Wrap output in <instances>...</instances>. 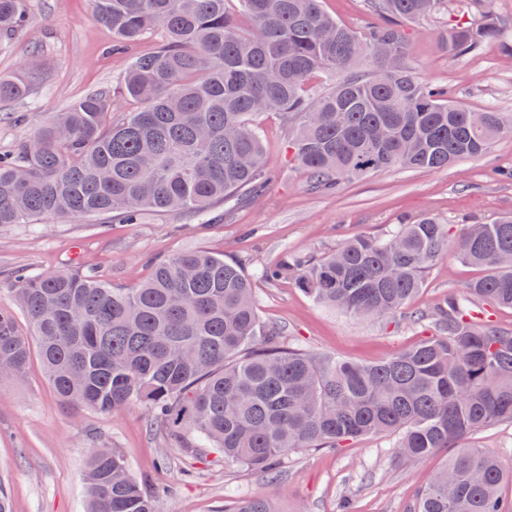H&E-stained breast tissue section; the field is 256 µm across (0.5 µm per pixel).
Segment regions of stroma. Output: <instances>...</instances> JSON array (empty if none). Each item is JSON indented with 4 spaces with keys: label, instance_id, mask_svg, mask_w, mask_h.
<instances>
[{
    "label": "stroma",
    "instance_id": "35a3bbf8",
    "mask_svg": "<svg viewBox=\"0 0 512 512\" xmlns=\"http://www.w3.org/2000/svg\"><path fill=\"white\" fill-rule=\"evenodd\" d=\"M30 20L0 48V75L38 56L43 79L32 98L0 103V153H10L51 113L98 90L112 93V117L131 104L119 92L128 57L113 52L112 32L91 0H28ZM463 0H445L432 17L411 24L410 63L419 80L447 88L473 110L512 113V31L452 57L442 41L467 18ZM266 167L273 181L257 198L241 197L201 215L143 211L135 224L105 215L41 224L0 225V309L13 312L31 335L8 291L19 268L35 272L74 264L99 271L122 288L145 281L155 262L202 249L236 261L247 275L280 258L320 256L358 235L377 240L399 224L431 214L446 224H485L512 213V136L482 156L441 169L391 168L343 185L338 193L312 189L291 164L288 126L281 116L259 118ZM482 269L454 257L428 273L413 308L433 310L448 293L462 292ZM261 320L284 326L293 343L317 355L378 362L434 332L431 322L403 317L355 319L317 304L292 280H258ZM98 448H115L130 472L156 490L157 512H224L242 498L271 496L279 512H408L418 487L442 466L449 449L411 462L392 439L368 437L341 451L307 449L289 454L277 480L228 468L216 453L192 455L166 439L140 407L93 413L62 402L32 357L25 376L0 382V488L13 512H85V464Z\"/></svg>",
    "mask_w": 512,
    "mask_h": 512
}]
</instances>
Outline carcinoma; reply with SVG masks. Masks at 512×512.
I'll return each mask as SVG.
<instances>
[{"label":"carcinoma","instance_id":"carcinoma-1","mask_svg":"<svg viewBox=\"0 0 512 512\" xmlns=\"http://www.w3.org/2000/svg\"><path fill=\"white\" fill-rule=\"evenodd\" d=\"M92 0L120 47L158 29L163 40L128 64L119 89L134 108L112 121V95L95 91L53 112L0 156V225L57 215L127 221L146 209L201 213L271 175L255 117L288 119L291 160L310 185L333 190L390 168L440 169L484 154L512 135V114L475 111L421 82L405 27L442 0H370L383 24L354 31L320 0ZM448 29L459 56L501 36L487 4ZM29 19L27 0H0V44ZM370 63L367 72L358 67ZM42 63L0 76V102L29 97ZM336 78L312 93L319 74ZM453 253L486 274L433 313L408 310L425 277ZM314 301L359 320H434L435 333L373 364L320 357L261 322L253 281L234 262L184 251L157 263L135 288L76 266L15 272L9 292L37 338L45 378L64 401L98 413L142 407L190 453L214 448L224 466L272 478L288 453L392 436L423 459L454 452L420 486L411 512H512L500 493L512 471L461 440L512 423V330L471 316L490 303L512 310V216L451 229L425 215L377 241L355 236L320 257L264 266ZM28 337L0 314V379L24 376ZM88 512H156L144 482L114 448L88 458ZM225 512H277L252 497Z\"/></svg>","mask_w":512,"mask_h":512}]
</instances>
